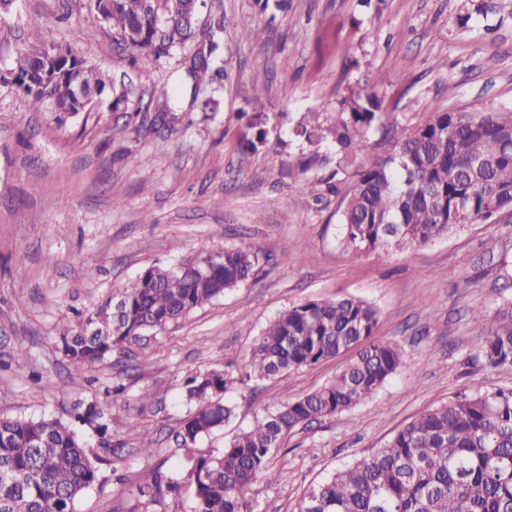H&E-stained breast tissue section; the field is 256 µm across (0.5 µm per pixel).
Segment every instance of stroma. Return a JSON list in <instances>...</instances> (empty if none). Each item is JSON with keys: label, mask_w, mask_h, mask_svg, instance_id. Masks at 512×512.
<instances>
[{"label": "stroma", "mask_w": 512, "mask_h": 512, "mask_svg": "<svg viewBox=\"0 0 512 512\" xmlns=\"http://www.w3.org/2000/svg\"><path fill=\"white\" fill-rule=\"evenodd\" d=\"M224 16V68L193 91L185 57L194 44L130 68L85 0H14L0 12V72L19 46L78 49L115 81L132 83L131 108L178 100L174 131L143 128L111 138L107 106L57 125L26 97L0 86V417L71 421L97 402L115 453L75 512H131L153 472L183 477L174 436L189 412L192 372L242 369L267 323L311 299L354 296L374 304L376 340L398 345L406 364L352 411L297 430L272 463L277 483H255L256 512H295L302 493L383 447L422 412L457 394L512 387V366L475 358L472 307L493 309L512 286V209L486 223L403 250L354 254L339 243V196H314L317 171H302L291 131L308 112L335 121L349 89L376 87L398 118L414 124L440 108L512 105V25L500 39L454 29L459 0H292L275 23L255 0H210ZM251 18L250 38L238 23ZM213 99L209 111L193 96ZM276 133L249 153L238 142L249 115ZM213 251L254 245L273 258L259 282L227 292L157 335L151 357L115 353L77 365L59 349L78 314L94 310L155 263H176L197 243ZM24 357H15L16 349ZM340 355L272 380L237 386L234 414L197 443L215 455L256 418L330 382ZM125 386L113 395V383ZM156 400L143 404L144 389ZM155 439L152 458L140 433Z\"/></svg>", "instance_id": "35a3bbf8"}]
</instances>
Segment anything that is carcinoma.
Segmentation results:
<instances>
[{
    "label": "carcinoma",
    "instance_id": "1",
    "mask_svg": "<svg viewBox=\"0 0 512 512\" xmlns=\"http://www.w3.org/2000/svg\"><path fill=\"white\" fill-rule=\"evenodd\" d=\"M275 19L289 0H256ZM95 18L115 41L132 51L162 55L195 35L185 15L196 17L205 0H88ZM493 18L484 31L512 23V0H462L456 28L471 30L475 18ZM224 18L209 15L201 31L207 55H194L187 73L192 91L221 71ZM110 108L130 130L139 112L127 111L133 89L107 80L90 61L52 44L19 54L0 83L24 94L34 111L55 102L59 124L88 111L72 77ZM272 130L256 116L240 134L243 149L266 146ZM308 163L333 167L323 182L349 175L342 199L340 244L374 253L425 245L466 224L490 220L512 208V108L467 104L402 123L374 90L349 89L336 107V122L323 125L312 112L293 129ZM269 262L254 247L214 252L199 245L177 265L144 270L64 333L63 355L80 365L105 362L117 349L136 345L149 358L150 339L191 312L257 280ZM477 356L491 368L512 366V296L493 315L471 311ZM378 310L357 297L309 300L272 319L257 337L244 374L211 370L189 376L185 397L196 409L183 421L176 443L190 467L183 480L155 477L137 488L145 509L165 496L192 493L191 512H253L254 481L277 482L271 458L285 436L313 422L350 411L377 393L405 364L396 345L373 339ZM356 354L318 390L256 420L237 433L219 457L196 454L205 435L224 427L234 408L225 396L236 384L270 380L350 350ZM75 420L105 436V413L95 402L78 405ZM112 446L86 448L70 423L54 418H0V512H74L75 501L99 478L97 464ZM296 512H512V388L458 395L401 428L367 456L337 469L301 495Z\"/></svg>",
    "mask_w": 512,
    "mask_h": 512
}]
</instances>
